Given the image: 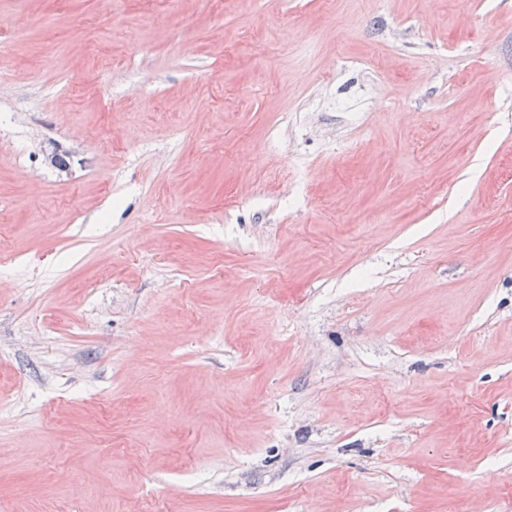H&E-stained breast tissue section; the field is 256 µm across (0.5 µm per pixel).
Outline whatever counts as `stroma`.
I'll list each match as a JSON object with an SVG mask.
<instances>
[{
	"instance_id": "35a3bbf8",
	"label": "stroma",
	"mask_w": 512,
	"mask_h": 512,
	"mask_svg": "<svg viewBox=\"0 0 512 512\" xmlns=\"http://www.w3.org/2000/svg\"><path fill=\"white\" fill-rule=\"evenodd\" d=\"M0 512H512V0H0Z\"/></svg>"
}]
</instances>
